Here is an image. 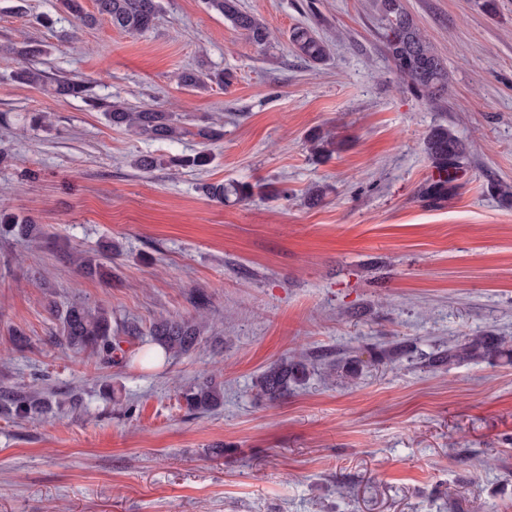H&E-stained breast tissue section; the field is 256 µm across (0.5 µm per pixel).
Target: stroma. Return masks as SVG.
Wrapping results in <instances>:
<instances>
[{
  "mask_svg": "<svg viewBox=\"0 0 512 512\" xmlns=\"http://www.w3.org/2000/svg\"><path fill=\"white\" fill-rule=\"evenodd\" d=\"M372 3L241 0L274 34L260 49L204 0H161L134 36L83 25L59 0H0V208L45 232L0 237V392L31 386L54 404L34 420L0 415V512H512V363L420 360L460 336H512V206L492 190L512 182V0L492 12L404 0L448 67L437 104L392 72ZM298 24L329 39L322 64L292 52ZM26 40L42 47L31 65L89 82L96 105L14 82ZM201 66L231 84L181 85ZM115 99L218 122L212 162L135 168L140 154L201 145L113 127ZM34 112L50 126L30 127ZM439 123L468 160L456 195L433 204L417 191ZM330 131L335 152L314 155ZM222 182L262 190L220 203L204 187ZM85 256L110 262L111 278L83 275ZM52 301L145 327L200 314L210 329L157 366L137 341L130 362L106 367L58 346ZM407 339L417 356L378 359ZM304 349L321 354L309 377L259 397L263 370ZM341 353L356 354L357 376L335 366ZM211 372L223 404L187 413L177 387Z\"/></svg>",
  "mask_w": 512,
  "mask_h": 512,
  "instance_id": "obj_1",
  "label": "stroma"
}]
</instances>
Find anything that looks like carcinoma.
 Listing matches in <instances>:
<instances>
[{"label": "carcinoma", "instance_id": "carcinoma-1", "mask_svg": "<svg viewBox=\"0 0 512 512\" xmlns=\"http://www.w3.org/2000/svg\"><path fill=\"white\" fill-rule=\"evenodd\" d=\"M62 7L76 19L93 23L100 16L113 27L141 34L155 25L161 11L160 0H95L96 14L86 13L81 0H60ZM208 8L218 12L233 28L253 44L266 47L271 44L269 27L254 14L244 10L240 0H205ZM374 7L383 26L377 32L385 57L405 88L427 103L436 104L448 93V68L426 35L414 23L403 5V0H374ZM293 52L308 63L319 64L329 55V44L310 26L297 25L289 33ZM13 80L29 86H42L61 99L80 98L94 102L89 86L69 78L49 79L44 71L27 66L13 73ZM224 73L204 70H186L180 75L185 87H200L208 82L228 83ZM105 116L112 126L154 140L176 141L185 136L200 139L208 145L223 136L214 122L191 129L175 112H166L151 106L132 107L116 100L107 106ZM424 152L433 169L432 176L420 187L419 194L431 200L448 198L456 189L458 173L465 158V145L455 132L444 124L433 126L424 139ZM211 154L203 149L192 156H172L168 159L139 155L134 166L150 171L158 166L174 168H201L209 165ZM255 186L231 182L205 186L208 197L220 203L233 196L244 199L253 194ZM37 238L38 224L4 209L0 210V236ZM51 315L58 321V342L65 348L81 353L88 351L98 361L110 366L123 361L126 352L123 340L144 335L141 324L126 321L112 326V312L102 307L72 302L64 307L53 304ZM203 329L202 322L191 318L161 317L149 330L151 341L175 357L190 352L197 344ZM506 359L512 361V345L505 336L463 337L437 350L425 360L426 367L437 370L451 364L478 360ZM314 355L306 352L299 360L283 358L270 364L256 380L260 395L277 400L288 395L291 386L302 382ZM179 402L190 414H201L218 406L224 398V382L213 375L181 389ZM0 411L16 420H28L47 415L51 411L48 400L38 392L16 389L0 394Z\"/></svg>", "mask_w": 512, "mask_h": 512}]
</instances>
